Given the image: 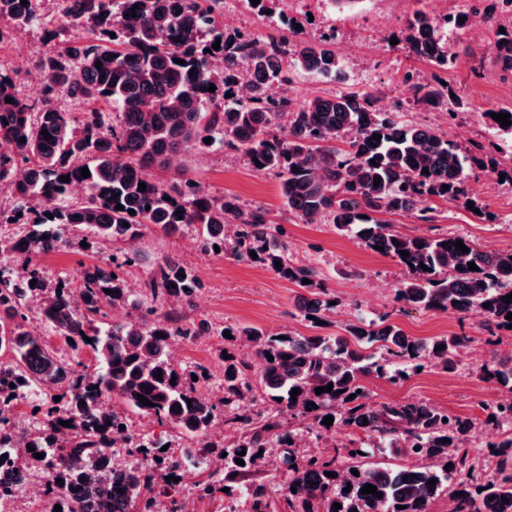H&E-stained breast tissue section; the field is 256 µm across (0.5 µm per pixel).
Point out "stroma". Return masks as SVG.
I'll return each mask as SVG.
<instances>
[{"mask_svg": "<svg viewBox=\"0 0 512 512\" xmlns=\"http://www.w3.org/2000/svg\"><path fill=\"white\" fill-rule=\"evenodd\" d=\"M470 0H354L341 6L334 0H286L280 10L304 25L308 34L317 36L335 31L336 51L343 63L348 86L376 92L378 105L398 109L408 120L434 126L451 125L460 131L456 138L461 147L480 142L489 146V155L497 167H512V136L499 134L485 124L484 113L501 108L512 109V74L502 71L498 61L496 30L472 22L468 26L448 28L444 36L459 53L454 69L439 72L427 62L410 57L400 46L390 44V34L398 32L408 17L425 10L440 19L466 11ZM59 42L44 27H17L0 23V70L10 73L20 94L29 102H41V94L29 93L28 76L38 61L57 51ZM415 81H447L459 104L454 119L442 112L416 105L403 81L405 72ZM189 169L201 190L213 195L232 194L249 207L268 211L290 246L294 260L315 263L325 287L337 306L330 315L329 333L342 332L357 318L387 317L406 334L430 339L436 336L466 334L470 338L467 355L451 371L426 367L410 378L393 384L374 376L364 380L371 400L380 402L424 401L450 413L473 418L472 452L476 470L488 469L492 457L490 445L496 440L497 427L485 421L479 405L503 397V390L483 381L476 367L494 355L512 349V332L498 345L488 344V335L479 327V317L452 312L416 309L394 299L395 289L404 271L391 258L362 247L356 239L336 232L329 224H305L285 204L278 179L271 173H257L239 154L204 145L181 156L173 169H152L154 179L164 181L173 170ZM476 209L433 201L436 219L427 224L404 214L392 222L407 234L464 235L483 248L512 251V184L497 181L493 172L478 171L469 181ZM492 213V220L480 219L478 210ZM88 230L74 227L68 242L38 259L46 278L63 279L77 286L81 271L90 265L105 264L127 252H138L143 261L124 269L130 287H141L155 261L170 257L194 274L201 283L191 305H164L163 311L175 325L192 326L205 322L210 334L194 340L176 339L175 365L204 366L208 379L200 389L223 388L224 367L221 355L224 340L221 329L229 325H252L269 332L292 331L308 334L307 322L294 307L297 287L268 268L239 261L228 255L202 252L197 247L194 228L165 238L147 230L134 242H115L83 247Z\"/></svg>", "mask_w": 512, "mask_h": 512, "instance_id": "35a3bbf8", "label": "stroma"}]
</instances>
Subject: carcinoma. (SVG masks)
<instances>
[{"label": "carcinoma", "instance_id": "carcinoma-1", "mask_svg": "<svg viewBox=\"0 0 512 512\" xmlns=\"http://www.w3.org/2000/svg\"><path fill=\"white\" fill-rule=\"evenodd\" d=\"M220 2L55 0L85 36L42 60V104L21 97L13 79L0 73V138L11 144L0 151V188L14 198L13 223L22 225L16 235L0 238V352L10 355L0 361V461L42 478L60 512H153L160 498L180 493V483L170 477L178 476L181 463L162 450L169 443L162 431L133 435L127 448L153 463L112 468L113 435L128 429V413L194 439L209 456L216 447L210 430L222 418L231 434L217 454L219 468L196 460L207 472L194 487L200 499L220 492L231 500L242 495L247 512H275L259 480L267 474L291 512H429L444 494L448 512H512L511 396L481 406L503 428L493 444L495 465L482 477L466 465L472 419L423 401L376 404L363 384L367 375L402 381L428 365L453 370L467 337L418 339L386 318H359L336 336L321 333L333 309L321 272L313 264L291 262L288 242L266 210L246 209L233 195L207 194L180 171L168 181L150 174L208 137L212 145L242 152L255 171L279 176L282 197L303 223L325 218L363 247H383L382 255L405 270L396 300L425 310L473 313L484 331L498 336L512 325L506 319L512 302L505 300L512 294V252L487 253L461 235L404 234L381 218L417 211L419 220L431 223L433 209L420 208L423 202L468 204L469 178L484 163L482 147L464 150L430 125L383 111L369 92L341 90L294 104L288 96L293 73L345 78L335 36L311 38L281 14L290 38L260 39L246 29L229 33L216 21ZM477 13L473 7L438 22L418 10L395 37L411 56L446 69L456 64L457 53L441 28H462L459 18ZM0 19L17 26L46 24L40 0H0ZM497 49L503 69L512 71L511 27L497 33ZM219 55L224 77L217 79L209 66ZM405 81L415 102L454 114L450 105L456 98L448 85L415 82L411 73ZM212 84L216 90L210 92ZM62 93L94 108L79 116L62 112L51 105ZM375 134L381 139L372 146ZM340 140L345 147L333 145ZM84 167L88 178L81 176ZM66 175L70 181H61ZM75 182L86 189L79 202L70 199ZM141 183L146 190H139ZM188 224L201 226L203 251L217 246L303 289L298 310L313 329L301 336L224 327L232 338L225 339L230 358L224 360V398L218 401L197 393L192 376L205 379V368L182 369L170 357L175 338L208 333L204 327L174 326L158 313L168 301L191 304L199 288L178 261H159L139 297L121 272L136 262L134 252L86 268L76 289L49 286L37 264L76 226L90 229L98 241L132 242L145 228L172 236ZM458 240L469 252L455 247ZM470 262L478 270H469ZM306 278L311 283H303ZM30 293L43 296L42 319L56 335L75 349H90L92 371L74 373L29 332ZM123 306L133 309L132 318L106 322L107 309ZM244 346L253 349L258 366L237 357L234 348ZM478 373L512 392V352L481 364ZM330 383L332 391L316 394ZM295 388L300 394L293 398ZM33 389H62L68 400L62 414L53 401L33 405L43 423L28 433L8 411ZM142 396L154 406L140 403ZM312 402L317 408L306 410ZM72 416L80 424H59ZM328 416L348 431L346 443L330 454H296L303 440H320L332 430L322 424ZM380 448L396 449L407 465L367 462ZM37 453L43 458H35ZM431 479L436 483L429 487ZM367 484L382 496L361 493ZM335 502L342 508L332 507Z\"/></svg>", "mask_w": 512, "mask_h": 512}]
</instances>
